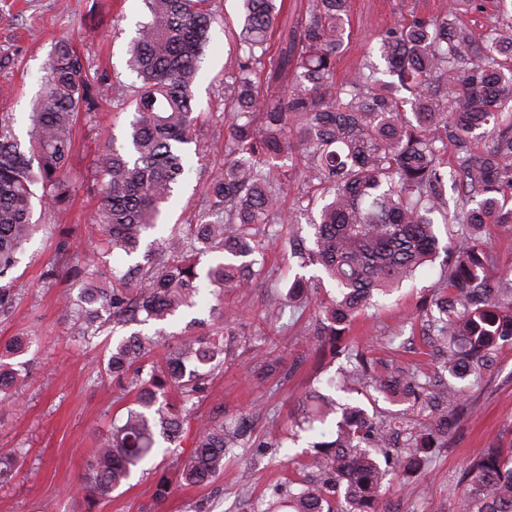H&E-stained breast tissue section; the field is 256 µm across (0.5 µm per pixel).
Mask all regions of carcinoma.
I'll return each mask as SVG.
<instances>
[{
  "mask_svg": "<svg viewBox=\"0 0 512 512\" xmlns=\"http://www.w3.org/2000/svg\"><path fill=\"white\" fill-rule=\"evenodd\" d=\"M148 15L130 48L140 85L132 90L131 154L116 150L100 165L104 195L94 220L110 252H137L158 226L161 206L186 173L181 146L198 143L197 127L214 115L194 112L192 85L216 16L212 0H144ZM287 0H242L241 44L233 82L224 84V168L202 187L196 222L154 240L143 261L112 272V287L99 271H78L82 335L92 338L98 304L112 324L126 326L140 315L165 321L192 305L203 283L223 293L263 277L251 256L283 239L278 227L298 223L282 199L291 173L278 161L302 158V181L330 196L313 242L297 230L288 243L302 265L323 269L337 295L318 304L315 335L336 347L357 314L446 253L443 294L426 306L431 328L444 345L445 368L455 378H482L493 354L512 345V281L496 273L485 239L492 224L512 235V17L476 28L468 14L476 0H448L436 16L413 15L376 37L382 70L370 54L341 81L337 65L351 38L349 0H308L309 20L277 57L268 43ZM110 99L103 80L92 85L85 63L68 39L57 41L47 62L28 142L15 134L10 114L0 113V314L9 311L22 250L38 229L34 203L61 210L70 201L66 166L78 118ZM488 141L474 147V138ZM467 199L449 205L448 180ZM459 230L440 247L432 214ZM316 283L296 277L288 301ZM437 309L438 315L432 314ZM155 341L138 333L109 352L105 372L135 392L129 410L99 444L83 489L96 501L127 480L133 469L167 443L187 435L186 404L203 391L224 364L223 330L176 341L159 362L147 363ZM361 374L383 392L401 390L418 413H427L424 439L398 455L407 469L427 462L430 445L448 437L462 414L464 390L448 385L436 405L415 378L380 370L364 353L341 348ZM21 374L0 362V405L14 403ZM322 422L336 401L307 406ZM335 439L321 445L305 467L306 487L286 489L292 512H379L385 475L377 455L389 454L390 435L365 409L346 403ZM245 432L217 417L197 419L192 449L179 463L188 484L209 482L224 472V459L244 446ZM21 463V450L0 452V480ZM466 485L465 512H512V443L491 445L455 485Z\"/></svg>",
  "mask_w": 512,
  "mask_h": 512,
  "instance_id": "cac0c4a2",
  "label": "carcinoma"
}]
</instances>
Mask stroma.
Segmentation results:
<instances>
[{
  "label": "stroma",
  "instance_id": "35a3bbf8",
  "mask_svg": "<svg viewBox=\"0 0 512 512\" xmlns=\"http://www.w3.org/2000/svg\"><path fill=\"white\" fill-rule=\"evenodd\" d=\"M221 20L213 24L210 43L193 86L194 109L223 112L224 85L232 81L241 54L239 0H214ZM448 0H350L351 50L344 64L360 58L383 29L393 26L407 10L431 14L446 10ZM147 17L143 0H0V51L15 55L13 69L0 71V113L14 117V129L26 137L28 114L38 89L43 67L56 42H76L91 76H105L110 86L131 89L137 77L128 66V45ZM129 105L109 103L77 121L75 147L68 162L73 196L67 209L36 212L44 229L25 248L15 269L17 276L12 307L0 314V346L10 339L35 335L38 345L16 355L14 363H27L28 381L16 405L0 407V448L21 449L22 466L0 484V512H86L81 484L86 463L99 439L123 420L134 405L133 394L121 389L103 370L105 347L137 331L176 335L184 331L204 333L214 320L217 301L201 291L194 306L180 309L166 322L148 321L137 327H113L108 313H101L98 336L84 341L78 334V314L63 307L64 294L75 293V269L96 263L111 273L119 262L108 252L102 231L93 221L100 202L97 170L102 157L129 148ZM215 150L193 157V170L162 207L160 224L172 227L193 222L200 186L223 163ZM63 230L78 242L80 251L62 255L55 249V232ZM444 258H436L404 280L393 292L379 296L378 307L362 313L346 332L343 342L365 351L376 361L395 360L417 371L421 383L434 389L451 382L433 337L428 336L422 302L443 288ZM57 266L61 275L43 283V268ZM268 276L252 285L225 293V305L239 309L243 323L225 337L229 349L224 365L210 387L194 401L196 415L221 416L231 421L246 418L255 442L237 448L224 461V473L204 485L180 483L177 458L191 449L190 439L158 452L134 470L120 487L101 501L97 512H263L272 506L281 485L303 480V464L313 445L330 425L298 427L310 395L322 393L344 404H357L371 416L406 415L397 438L398 447L409 444L414 407L396 396H385L359 384L344 392L329 388L327 381L343 374L345 357L323 349L312 357L314 342L309 331L315 309L306 303L279 310L268 307L271 295H286L296 275H319L318 267H300L290 251L271 248L265 261ZM266 338L274 357L283 362L266 380L256 378L251 348ZM468 399V411L447 443L434 449L428 465L417 470L387 468L381 488L382 512H463L462 490L450 481L498 440L512 438V347L499 349L481 383L459 382ZM168 482L170 493L157 499L156 486Z\"/></svg>",
  "mask_w": 512,
  "mask_h": 512
}]
</instances>
